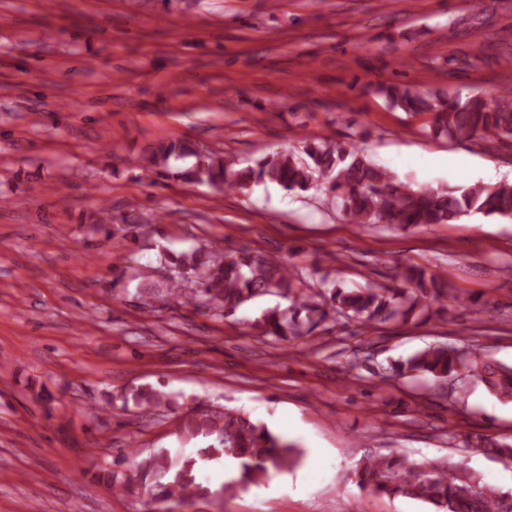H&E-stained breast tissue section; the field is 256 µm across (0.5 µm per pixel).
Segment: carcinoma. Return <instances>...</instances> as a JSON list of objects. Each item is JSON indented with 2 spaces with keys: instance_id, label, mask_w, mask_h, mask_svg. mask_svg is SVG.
Wrapping results in <instances>:
<instances>
[{
  "instance_id": "carcinoma-1",
  "label": "carcinoma",
  "mask_w": 512,
  "mask_h": 512,
  "mask_svg": "<svg viewBox=\"0 0 512 512\" xmlns=\"http://www.w3.org/2000/svg\"><path fill=\"white\" fill-rule=\"evenodd\" d=\"M387 104L412 116L430 115V130L451 141L480 137L489 143L512 141V89L491 97L462 99L450 93L420 92L408 86L384 89ZM192 150L179 141L161 142L145 158L144 169L165 166ZM189 181L207 182L226 190L245 191L251 185L275 183L288 191H319L327 187L331 201L352 224L425 226L450 224L462 215L484 214L512 218V184H474L450 191L444 185L415 187L399 179L392 170L373 162L354 145L332 143L321 138L302 146L300 152L276 151L253 166L236 167L235 160L220 155H197L195 166L184 172ZM159 260L173 270L168 292L180 295L182 276L189 274L202 285L195 300L224 310L230 318L245 302L277 289L290 301L286 310L265 311L257 328L278 340L310 335L322 323L340 317L366 327L406 321L432 309L446 312L460 296L448 292L447 281L426 277L425 269L407 266L398 272L400 284L359 288H301L294 267L259 252L242 249L231 254L216 247L196 249ZM396 375L430 377L447 385L469 378L481 382L497 399L512 398V367L489 360L469 348L434 345L388 366L384 379ZM132 398L139 406L172 407L176 396L153 387L136 390ZM173 435L182 440H200L197 456L185 458L169 448H159L138 465L140 485L151 497L153 512H172L190 499H204L210 489L197 482L195 471L205 462L230 459L238 470L237 480L227 482L223 493L266 483L272 474L296 467L301 460L299 445L271 431L268 426L227 409L201 401L175 417ZM482 452L507 468L512 467V443L480 439L463 448ZM355 475L363 489L386 496L422 500L436 512H512L509 495L486 484L481 475L465 466L409 464L394 455L366 456L357 462Z\"/></svg>"
}]
</instances>
